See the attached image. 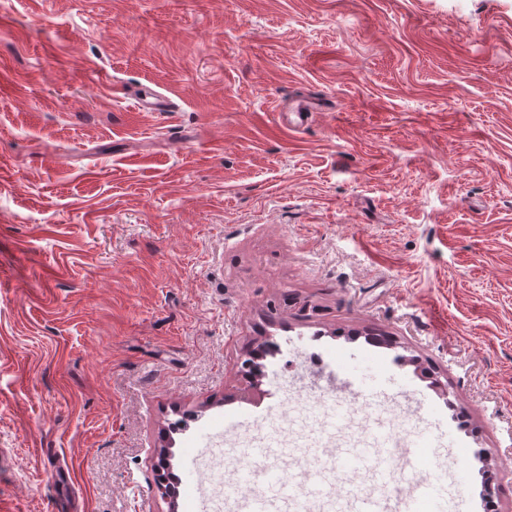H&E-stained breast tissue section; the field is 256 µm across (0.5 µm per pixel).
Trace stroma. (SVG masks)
I'll list each match as a JSON object with an SVG mask.
<instances>
[{"mask_svg": "<svg viewBox=\"0 0 512 512\" xmlns=\"http://www.w3.org/2000/svg\"><path fill=\"white\" fill-rule=\"evenodd\" d=\"M339 350L431 468L469 450L447 512H512V0H0V512H190L159 449L185 477L240 414L306 441L266 414ZM128 95L133 101L134 110L137 112L176 111L175 104L167 96L155 90L142 88ZM325 109V105L318 99H311L307 101L299 102L294 109L288 110V112H282L276 109L277 112H281V116H287L282 123L289 128H302L313 118L314 112H322Z\"/></svg>", "mask_w": 512, "mask_h": 512, "instance_id": "stroma-1", "label": "stroma"}]
</instances>
